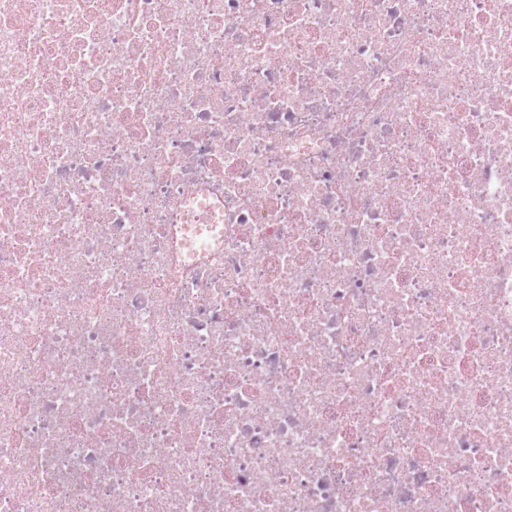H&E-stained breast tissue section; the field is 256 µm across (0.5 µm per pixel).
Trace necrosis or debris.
<instances>
[{
  "mask_svg": "<svg viewBox=\"0 0 512 512\" xmlns=\"http://www.w3.org/2000/svg\"><path fill=\"white\" fill-rule=\"evenodd\" d=\"M0 512H512V0H0Z\"/></svg>",
  "mask_w": 512,
  "mask_h": 512,
  "instance_id": "4bbe7bcc",
  "label": "necrosis or debris"
}]
</instances>
